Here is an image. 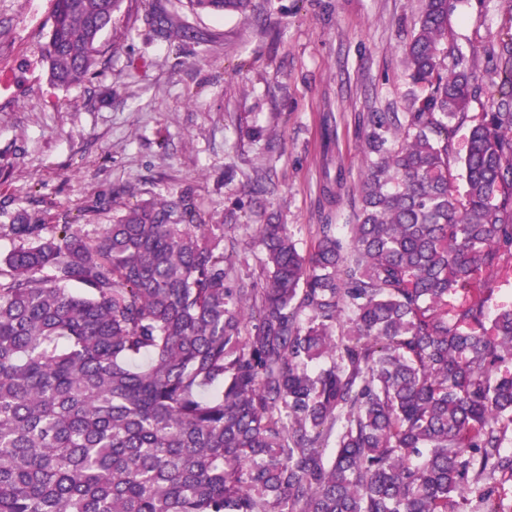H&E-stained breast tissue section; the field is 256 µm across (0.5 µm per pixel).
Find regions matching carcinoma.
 I'll return each instance as SVG.
<instances>
[{"label":"carcinoma","instance_id":"cac0c4a2","mask_svg":"<svg viewBox=\"0 0 512 512\" xmlns=\"http://www.w3.org/2000/svg\"><path fill=\"white\" fill-rule=\"evenodd\" d=\"M52 2L41 57L68 88L125 0ZM451 11L422 0L406 111L367 115L346 238L319 224L305 254L257 224L255 273L186 193L94 236L13 217L0 512H512V307L488 315L512 283V32L479 86Z\"/></svg>","mask_w":512,"mask_h":512}]
</instances>
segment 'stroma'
<instances>
[{"label":"stroma","instance_id":"obj_1","mask_svg":"<svg viewBox=\"0 0 512 512\" xmlns=\"http://www.w3.org/2000/svg\"><path fill=\"white\" fill-rule=\"evenodd\" d=\"M129 3L98 43L94 74L60 90L40 54L51 0H0V253L20 210L93 234L184 192L198 222L237 223L244 243L245 225L272 215L305 252L316 225L346 234L362 118L405 109L420 0H252L244 17L153 0L172 24L161 33ZM509 29L512 0H454L448 44L476 83L492 78L495 37ZM339 168L349 193L331 206L324 174Z\"/></svg>","mask_w":512,"mask_h":512}]
</instances>
